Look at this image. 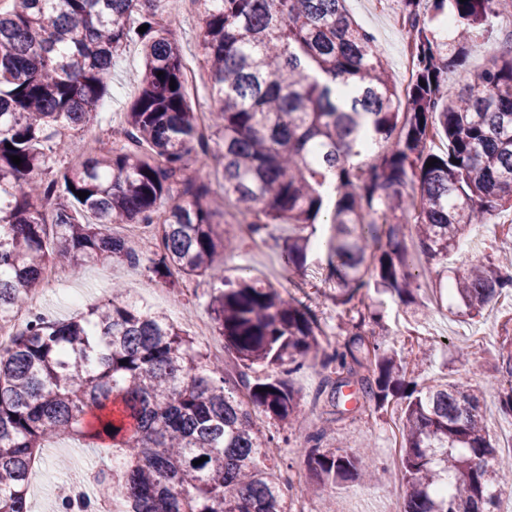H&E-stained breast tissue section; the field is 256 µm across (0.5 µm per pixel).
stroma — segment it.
<instances>
[{
    "instance_id": "stroma-1",
    "label": "stroma",
    "mask_w": 512,
    "mask_h": 512,
    "mask_svg": "<svg viewBox=\"0 0 512 512\" xmlns=\"http://www.w3.org/2000/svg\"><path fill=\"white\" fill-rule=\"evenodd\" d=\"M347 7L354 18L373 34L392 81H399L408 55V43L397 21L396 0L385 6L380 0H348ZM507 39L512 40V17L502 13L490 18L486 28L473 38L465 64L449 71V85L461 88L467 78L487 66L492 54ZM142 67L138 46L127 45L112 61V83L102 111L91 129H72V136L79 138L89 133L106 140L120 135L125 113L139 94ZM508 222H512L511 209L501 211L493 223L473 226L449 255V266L461 269L477 258H495L499 247L507 240L503 226ZM287 234V226H280L263 247L249 246L228 254L224 262L225 276H248L275 288L281 295L294 296L312 306L327 332L342 333L347 318L342 307L336 306L326 295L328 285L324 270L314 264L295 275L284 270L276 240ZM142 257L144 264L138 269L143 281L142 288L138 289L142 300L149 302L151 309L164 312L188 335H195L196 319L210 317V279L194 280V290L190 293L181 286L164 289L162 299L157 300L153 297L156 282L146 266L152 254L146 251ZM439 271V265H432L430 273L419 280L417 299L426 312L420 320L404 314L393 301H381L379 295L372 292L362 294L364 305L379 309L382 314L380 326H363L362 333L364 337H375L378 342L397 349L408 361L429 353L430 359L426 364L408 368L410 380L420 383L438 379L481 392L485 424L497 448L499 465L503 468L512 466L504 446L506 436L512 432V417L500 410L497 395L503 381L497 351L501 325L506 314L512 312V295L502 294L479 317L453 316L437 301L434 286ZM116 284L128 290L134 288L125 265L106 261L86 266L81 274H67L55 285L47 287L39 296L41 311L54 321L70 319L81 308L72 304L73 292H80L85 298L84 305L90 307L105 302ZM287 381L300 396L301 414L294 425L263 415L257 418L260 429L277 438L267 450L275 482H291L297 494L304 490L308 482L307 457L294 445L288 444L287 439L297 431H320L324 434L322 451L355 454L359 468L373 473L375 485L390 487L396 497L405 496V481L389 471L395 445L394 433L400 424V403L394 402L383 408H353L337 418H330L327 397L322 392L324 373L319 359L314 357L308 358L301 370L291 373ZM101 466L96 450L84 443L71 439L50 442L43 451L41 464L44 485L29 492L31 512H56L55 503L69 476L76 471L93 475Z\"/></svg>"
}]
</instances>
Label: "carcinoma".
Wrapping results in <instances>:
<instances>
[{
  "instance_id": "carcinoma-1",
  "label": "carcinoma",
  "mask_w": 512,
  "mask_h": 512,
  "mask_svg": "<svg viewBox=\"0 0 512 512\" xmlns=\"http://www.w3.org/2000/svg\"><path fill=\"white\" fill-rule=\"evenodd\" d=\"M160 2L0 0V320L46 284L50 266L77 274L101 261H138L112 225L153 226L149 270L158 282L220 281L210 311L238 381L117 286L76 319L32 316L0 349V512H29L33 473L56 437L85 440L119 461L112 490L129 512H291L253 411L279 422L299 417L284 376L323 350L325 336L294 299L222 275L224 255L241 242L218 230L221 202L234 201L258 238L288 225L279 245L288 272L324 254L344 307L364 288L417 305L427 267L413 262L405 238L417 239L425 261L446 264L471 225L512 208V44L464 89L448 87V67L461 65L473 32L507 0H398L414 66L403 109L372 34L345 0H204L199 47L211 77L214 149L187 104V60ZM445 12L458 31L450 42L431 26ZM130 43L141 46L144 71L123 136L98 145L66 139L95 120L112 59ZM437 134L447 142L441 155L430 147ZM75 152L81 162L58 164ZM213 155L222 165L216 189L187 174L191 160ZM511 289L508 254L472 263L454 272L448 310L474 319ZM367 323H379V313L359 314L321 365L331 369L333 407L345 375L357 377L355 398L378 408L406 397L402 512H497L512 474L495 467L480 397L447 382L406 381L398 353L360 333ZM499 359L507 375L500 407L512 417V316ZM256 365L277 377L251 382ZM295 443L308 451L307 488L357 475L354 456L320 453L317 438L301 432Z\"/></svg>"
}]
</instances>
